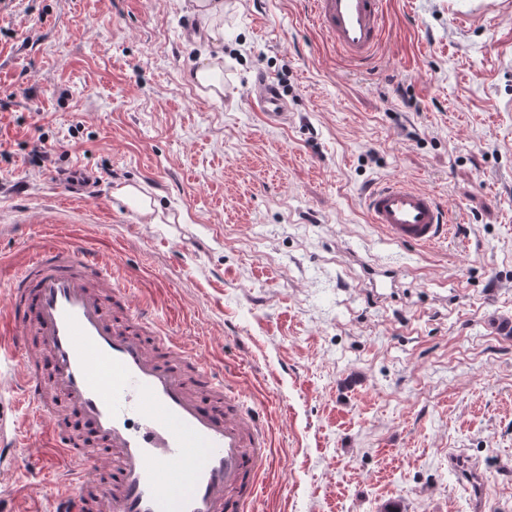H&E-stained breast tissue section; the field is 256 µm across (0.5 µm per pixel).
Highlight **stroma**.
I'll list each match as a JSON object with an SVG mask.
<instances>
[{
  "label": "stroma",
  "instance_id": "35a3bbf8",
  "mask_svg": "<svg viewBox=\"0 0 512 512\" xmlns=\"http://www.w3.org/2000/svg\"><path fill=\"white\" fill-rule=\"evenodd\" d=\"M483 2L388 0L362 68L309 0H224L217 44L194 0H0V304L53 237L139 269L133 299L269 421L256 512H512V0L470 17ZM207 62L223 93L193 80ZM260 73L286 124L253 109ZM393 179L435 193L458 242L369 223L364 192ZM26 427L0 512L18 492L54 512ZM452 451L488 479L481 510Z\"/></svg>",
  "mask_w": 512,
  "mask_h": 512
}]
</instances>
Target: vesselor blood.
<instances>
[{
	"label": "vessel or blood",
	"mask_w": 512,
	"mask_h": 512,
	"mask_svg": "<svg viewBox=\"0 0 512 512\" xmlns=\"http://www.w3.org/2000/svg\"><path fill=\"white\" fill-rule=\"evenodd\" d=\"M311 3L346 59L376 62L386 0ZM255 84V108L269 123L286 121L277 85L262 73ZM363 206L398 245L427 247L456 232L434 193L401 180L369 187ZM115 281L111 264L74 236L41 248L18 269L0 309V357L14 362L18 399L45 420L46 445L63 470L56 512H249L270 454L265 425L225 384L223 368L133 304ZM30 335L52 356L55 394L81 413L111 463L82 450L55 415L26 346ZM27 437L18 417L0 409V473L15 465L13 450Z\"/></svg>",
	"instance_id": "b4317fda"
}]
</instances>
